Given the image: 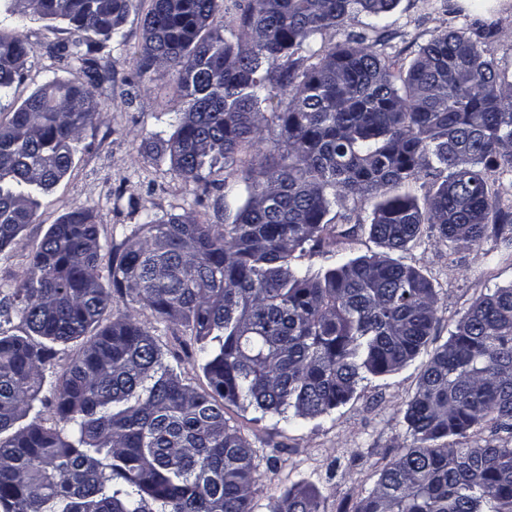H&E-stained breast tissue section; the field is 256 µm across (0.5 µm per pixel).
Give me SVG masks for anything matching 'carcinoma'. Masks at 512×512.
<instances>
[{
	"label": "carcinoma",
	"mask_w": 512,
	"mask_h": 512,
	"mask_svg": "<svg viewBox=\"0 0 512 512\" xmlns=\"http://www.w3.org/2000/svg\"><path fill=\"white\" fill-rule=\"evenodd\" d=\"M221 2L152 0L137 67L177 76L183 105L165 141L177 175L205 192L219 187L210 176L220 163L245 202L230 224L145 215L105 277L92 215L73 210L51 226L0 299V512H253L254 449L224 404L314 419L366 375L402 369L427 346L437 297L388 252L426 225L455 248L482 241L490 223L512 224V202L492 189L512 175V92L481 48L494 23L433 36L404 70L363 33L324 55L314 48L323 30L382 18L397 0H248V46L213 28ZM129 9L0 0L6 18L67 24L76 37L58 51L84 77L46 83L0 122V251L73 166L101 106L95 88L109 79L96 54ZM31 52L21 35H0V99ZM278 97L285 109L262 112ZM266 125L285 154L238 174V155L260 151ZM423 175L443 181L420 205L404 188ZM368 198L378 199L369 233L387 253L317 271L293 264L323 250L331 211L362 224L350 203ZM116 295L194 333L210 391L165 364L132 314L89 337L61 379L46 378L53 345L86 336ZM15 318L26 335L3 329ZM38 400L52 423L16 427ZM404 419L413 445L355 512H512V284L477 299L434 351ZM484 422L508 437L448 447ZM274 512H321V501L298 483Z\"/></svg>",
	"instance_id": "cac0c4a2"
}]
</instances>
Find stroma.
<instances>
[{"label": "stroma", "instance_id": "stroma-1", "mask_svg": "<svg viewBox=\"0 0 512 512\" xmlns=\"http://www.w3.org/2000/svg\"><path fill=\"white\" fill-rule=\"evenodd\" d=\"M150 5L151 0H132L121 28L122 46L109 44L101 50L103 61L112 67L111 82L96 92L101 110L83 133L85 149L72 169L41 198L34 220L0 251V298L23 276L50 226L73 210L88 211L99 226L104 247L111 248L127 242L147 212L165 220L194 211L207 223L229 224L243 205L245 198L234 187L213 191L203 206H196L193 184L172 171L162 151L181 98L174 78L153 80L137 73ZM476 18L496 22V32L484 48L512 76V0H399L385 19L375 23L368 16H357L347 28L324 30L316 44L329 49L344 42L348 31H363L373 23L388 37L386 52L407 66L433 35ZM18 30L33 51L9 103L0 106V121L44 83L81 78L57 51L58 45L73 38L66 25L53 26L34 16L20 29L11 23L0 25L5 36ZM397 257L431 281L438 299L439 321L426 349L411 363L391 375L368 377L346 404L294 426L276 416L225 405L226 419L255 450L254 512H273L297 483L315 488L323 512H353L360 495L374 487L383 466L412 443L404 413L433 350L447 341L479 297L512 284V234L506 232H491L479 243L450 248L428 229L418 244ZM131 312L154 336L166 362L186 383L206 391L208 380L195 357L196 340L181 323L157 319L149 308L132 307L119 297L113 298L102 321L107 324Z\"/></svg>", "mask_w": 512, "mask_h": 512}]
</instances>
